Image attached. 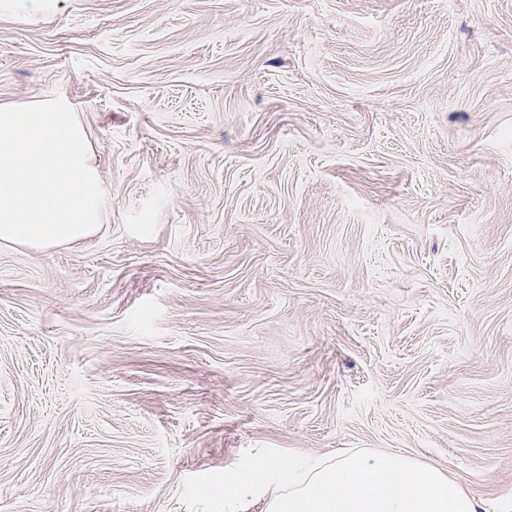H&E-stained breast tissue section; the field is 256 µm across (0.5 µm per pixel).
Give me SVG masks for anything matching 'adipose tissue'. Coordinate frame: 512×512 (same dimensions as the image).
<instances>
[{
  "label": "adipose tissue",
  "mask_w": 512,
  "mask_h": 512,
  "mask_svg": "<svg viewBox=\"0 0 512 512\" xmlns=\"http://www.w3.org/2000/svg\"><path fill=\"white\" fill-rule=\"evenodd\" d=\"M224 478V512H481L447 473L394 452L259 457Z\"/></svg>",
  "instance_id": "obj_1"
}]
</instances>
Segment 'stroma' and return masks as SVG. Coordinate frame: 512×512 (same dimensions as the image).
<instances>
[{"label": "stroma", "mask_w": 512, "mask_h": 512, "mask_svg": "<svg viewBox=\"0 0 512 512\" xmlns=\"http://www.w3.org/2000/svg\"><path fill=\"white\" fill-rule=\"evenodd\" d=\"M82 243L0 247V512H224L259 450L401 452L512 512V0H60Z\"/></svg>", "instance_id": "1"}]
</instances>
